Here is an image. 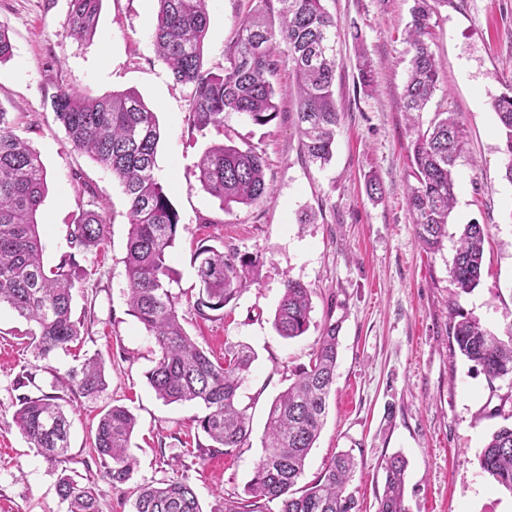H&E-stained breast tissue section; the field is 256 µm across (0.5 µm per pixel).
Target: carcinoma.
I'll use <instances>...</instances> for the list:
<instances>
[{
	"label": "carcinoma",
	"instance_id": "obj_1",
	"mask_svg": "<svg viewBox=\"0 0 512 512\" xmlns=\"http://www.w3.org/2000/svg\"><path fill=\"white\" fill-rule=\"evenodd\" d=\"M102 0H70L69 35L78 40L96 33ZM278 23L260 10L240 17L235 38L224 50L219 72L202 68L201 51L209 25L205 0H157L153 41L158 57L173 80L191 88L189 120L202 133L224 125V113L238 112L261 126L280 114L273 79L286 64L296 77L295 123L301 151L312 164H326L333 155L340 112L333 87L336 80L338 22L324 0H277ZM434 11L429 0H414L406 28L409 74L403 98L415 137L411 168L415 184L407 193L409 212L419 242L437 250L447 237L448 217L455 203L454 167L461 149V130L452 112L437 113L427 129L419 117L437 89L439 63L430 47ZM360 84L372 85L373 65L359 34ZM55 120L73 147L88 154L112 173L128 205L129 233L125 269L130 312L152 336L154 367L147 380L167 404L196 402L205 414L193 422L206 443H197L203 455L228 454L250 437V420L238 404L237 392L255 356L243 345L222 358H210L188 335L180 313V296L172 291L176 273L170 249L180 233V217L157 175L160 129L156 113L135 90L114 91L92 98L62 90L51 102ZM504 134L505 178L512 184V93L490 102ZM14 119L0 108V307L6 306L31 324L37 363L24 368L14 381L17 409L13 420L21 434L44 459L59 463L68 457L69 421L60 401L65 395L94 397L107 386L105 368L96 356L63 376L53 375L56 394L34 395L29 390L39 362L58 350L68 352L80 340L81 321L74 319L73 290L83 279L76 256L99 249L109 226L105 216L79 208L68 225L65 247L57 264L42 261L44 244L38 212L47 191L46 172L37 151L13 131ZM266 160L255 150L225 143L208 147L198 165L202 189L219 199L223 209L253 206L265 201ZM484 227L466 224L457 241L450 275L457 288L468 292L481 280ZM200 282L190 305L195 318L212 313L255 282L251 259L224 247L201 245L193 253ZM312 290L294 279L284 283L274 327L286 339L303 335L310 322ZM340 321L327 315L318 347L309 363L293 373V381L271 403L264 454L248 486L246 497L224 500L223 512H266L280 501V512H359L347 486L356 469L348 453L335 455L316 479L296 489L305 460L317 441L335 381ZM460 354L479 366L490 379L512 376V341H501L475 319L461 316L452 328ZM134 416L122 406L106 410L98 420L92 447L114 486L131 479L136 459L131 437ZM481 467L496 483L512 491V425L495 430L481 454ZM406 461L395 456L384 467V485L378 512H404ZM57 494L67 512H99L95 492L62 474ZM132 512H202L187 479L141 485L134 492Z\"/></svg>",
	"mask_w": 512,
	"mask_h": 512
}]
</instances>
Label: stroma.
Wrapping results in <instances>:
<instances>
[{
    "instance_id": "35a3bbf8",
    "label": "stroma",
    "mask_w": 512,
    "mask_h": 512,
    "mask_svg": "<svg viewBox=\"0 0 512 512\" xmlns=\"http://www.w3.org/2000/svg\"><path fill=\"white\" fill-rule=\"evenodd\" d=\"M413 0H325L339 23L335 99L342 113L331 162L317 166L300 152L291 94L294 78L281 68V116L259 126L229 112L222 127L205 133L189 121V87L176 84L153 45L156 0H102L95 35L70 37L69 0H0L12 57L0 63V108L17 118L15 132L39 153L48 191L39 222L46 265L56 264L68 224L91 204L109 224L105 244L78 256L84 278L73 292V313H92L93 324L75 353L55 352L35 383L50 392L54 375L78 356L102 360L107 389L79 397L64 410L70 421L69 459L49 465L29 447L13 422V382L34 361L27 324L0 309V512H66L56 493L60 470L92 487L100 512H131L136 486L188 477L203 512L241 497L263 455L262 438L272 400L295 369L308 363L326 316L342 322L336 379L320 437L302 476L310 482L340 451L357 462L348 486L361 512H377L382 466L396 454L407 460L405 512H512V492L479 465L489 435L512 416V378L489 379L454 352L450 328L466 314L500 338L512 335V183L504 177L503 135L490 107L512 90V0H436L430 46L440 83L421 126L436 112H454L463 133L455 170L457 201L439 251L418 242L407 205L413 184V129L401 99L410 55L404 41ZM248 0H208L209 29L203 67L224 66V45L234 35ZM361 31L374 64V88L359 85L351 31ZM72 89L101 96L133 89L157 114L161 139L158 174L180 216L171 251L175 292L195 300L200 283L192 261L198 244L224 246L249 256L257 281L213 320H188V334L207 352L223 356L239 344L256 354L238 398L252 433L230 454L199 455L196 403L167 404L147 382L156 347L129 312L124 257L127 202L119 182L76 151L56 121L51 100ZM254 148L266 159L271 195L253 206L224 211L203 191L197 163L215 143ZM383 188L366 192L367 178ZM307 223H299L301 214ZM485 227L479 285L459 292L448 268L463 225ZM312 288L306 333L295 339L273 326L286 279ZM127 408L137 425L131 438L137 465L131 479L112 487L91 450V436L110 406Z\"/></svg>"
}]
</instances>
